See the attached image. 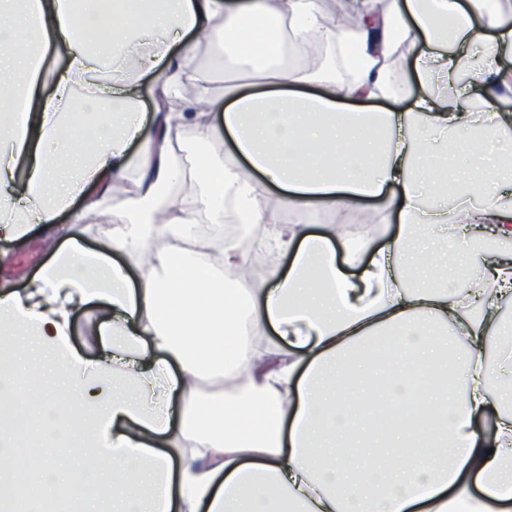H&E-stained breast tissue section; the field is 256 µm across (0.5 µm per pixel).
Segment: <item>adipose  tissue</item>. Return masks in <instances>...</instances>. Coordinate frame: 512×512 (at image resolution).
Listing matches in <instances>:
<instances>
[{
    "instance_id": "ef3b65f1",
    "label": "adipose tissue",
    "mask_w": 512,
    "mask_h": 512,
    "mask_svg": "<svg viewBox=\"0 0 512 512\" xmlns=\"http://www.w3.org/2000/svg\"><path fill=\"white\" fill-rule=\"evenodd\" d=\"M375 2L362 0L349 27L325 20L316 0H0V240L50 237L61 212L77 228L115 190L124 199L101 248L73 237L26 288L0 281V317L31 337L32 354L52 351L65 386L57 399L30 386L1 336L0 406L27 395L63 437L79 429L75 408L97 415V446L45 460L37 481L78 493L94 456L112 512H512V335L501 308L512 302V254L496 247L512 236V113L493 105L512 8ZM215 39L225 57L262 66L226 84L223 100L202 84L182 96ZM300 41L332 48L347 77L278 65ZM421 41L412 105L365 109L394 96V48ZM53 50L64 67L49 65ZM113 53L133 73L102 77ZM309 83L315 93L297 92ZM188 131L230 148L193 155L196 188L180 199L170 187ZM436 133L477 160L448 205L427 200L439 186ZM370 201L399 221L377 249L349 226L309 234L299 219ZM274 205L296 222L273 221ZM196 208L210 224L231 211L257 229L272 259L264 280L230 282L248 256L230 239L211 253ZM437 237L466 287L427 273L423 250ZM89 302L111 309V322L79 321ZM270 326L287 350L263 346ZM75 329L99 339L97 358L70 345ZM204 379L221 390L200 392ZM163 397L179 401L178 416L155 410ZM487 413L482 436L475 421Z\"/></svg>"
}]
</instances>
